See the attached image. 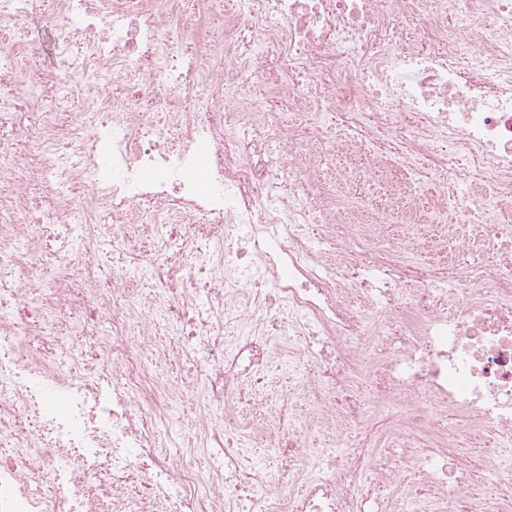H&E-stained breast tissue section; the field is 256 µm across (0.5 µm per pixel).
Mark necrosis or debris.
<instances>
[{"label": "necrosis or debris", "mask_w": 512, "mask_h": 512, "mask_svg": "<svg viewBox=\"0 0 512 512\" xmlns=\"http://www.w3.org/2000/svg\"><path fill=\"white\" fill-rule=\"evenodd\" d=\"M205 7L223 28L175 52L178 0H0L55 49L81 38L93 75L0 45V512H512V0ZM204 46L263 107L199 70ZM65 91L85 110L48 104ZM322 111L482 225L449 230L460 260L383 246V209L340 222L347 172L330 190L300 165ZM107 241L127 275L72 270Z\"/></svg>", "instance_id": "4bbe7bcc"}]
</instances>
